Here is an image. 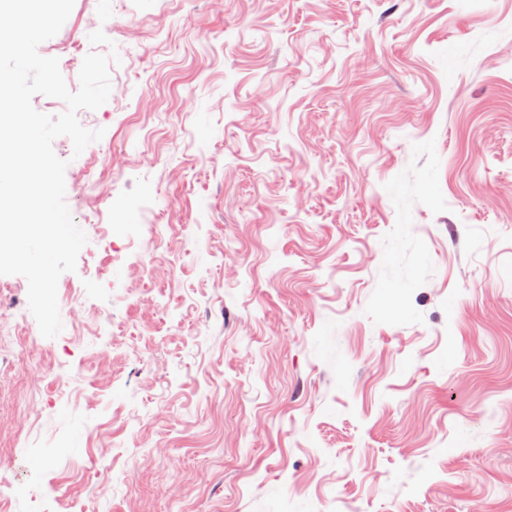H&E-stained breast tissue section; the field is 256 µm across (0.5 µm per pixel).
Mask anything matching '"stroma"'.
<instances>
[{
	"instance_id": "stroma-1",
	"label": "stroma",
	"mask_w": 512,
	"mask_h": 512,
	"mask_svg": "<svg viewBox=\"0 0 512 512\" xmlns=\"http://www.w3.org/2000/svg\"><path fill=\"white\" fill-rule=\"evenodd\" d=\"M94 48L58 336L0 275L8 512H512V0H75L38 51Z\"/></svg>"
}]
</instances>
